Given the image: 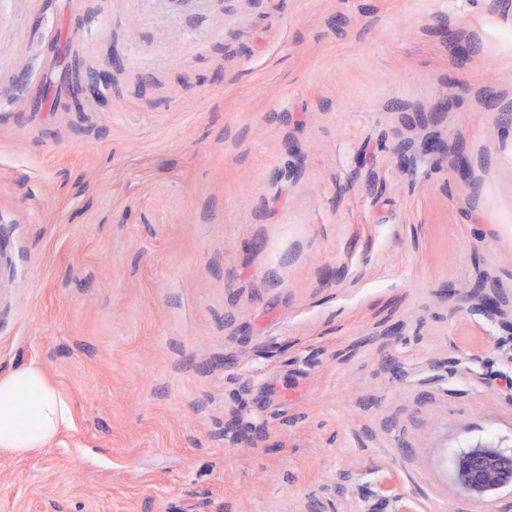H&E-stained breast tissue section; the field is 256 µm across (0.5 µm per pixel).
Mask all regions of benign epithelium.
<instances>
[{
    "label": "benign epithelium",
    "mask_w": 512,
    "mask_h": 512,
    "mask_svg": "<svg viewBox=\"0 0 512 512\" xmlns=\"http://www.w3.org/2000/svg\"><path fill=\"white\" fill-rule=\"evenodd\" d=\"M105 85L103 75L76 84L72 89L71 104L80 102L84 96L100 94ZM477 306L487 315L500 318L503 342L512 350V321L503 317L497 296L482 293L477 297ZM454 479L471 499L483 501L498 490L512 485V452L477 444L456 459Z\"/></svg>",
    "instance_id": "1"
}]
</instances>
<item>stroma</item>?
<instances>
[{
  "label": "stroma",
  "mask_w": 512,
  "mask_h": 512,
  "mask_svg": "<svg viewBox=\"0 0 512 512\" xmlns=\"http://www.w3.org/2000/svg\"><path fill=\"white\" fill-rule=\"evenodd\" d=\"M503 113L512 0H0V377L74 413L0 512H512ZM477 306L482 309L488 316L499 317L500 326L504 332L502 336L505 346L509 344V350H512V321L503 317V312L500 307L499 300L496 295L491 293H482L477 297ZM456 484L473 500L484 501L512 485V452L477 444L454 464Z\"/></svg>",
  "instance_id": "obj_1"
}]
</instances>
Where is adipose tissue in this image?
<instances>
[{"label": "adipose tissue", "mask_w": 512, "mask_h": 512, "mask_svg": "<svg viewBox=\"0 0 512 512\" xmlns=\"http://www.w3.org/2000/svg\"><path fill=\"white\" fill-rule=\"evenodd\" d=\"M72 424V404L34 363L0 378V451L23 456L50 446Z\"/></svg>", "instance_id": "obj_1"}]
</instances>
